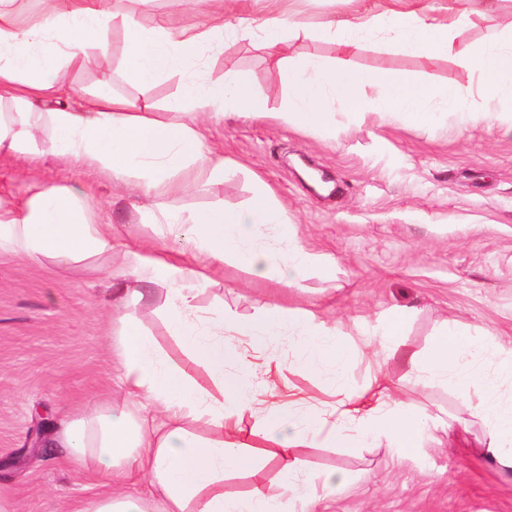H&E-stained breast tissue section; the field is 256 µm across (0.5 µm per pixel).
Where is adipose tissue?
<instances>
[{"instance_id":"1","label":"adipose tissue","mask_w":512,"mask_h":512,"mask_svg":"<svg viewBox=\"0 0 512 512\" xmlns=\"http://www.w3.org/2000/svg\"><path fill=\"white\" fill-rule=\"evenodd\" d=\"M39 18L25 22L0 0V106H9V119L0 118V151L26 157L36 150L35 132L42 125L53 130L52 149L69 160L105 169L113 182L135 179L146 202L141 217L156 224L167 244L138 247L132 252L138 295L158 301L170 335L184 345L189 359L211 375L213 391L197 388L180 368L170 366L153 338L137 320L123 313V331L115 355L127 396L152 414L148 425L133 424L126 406L76 422L59 423L52 448L68 449L76 462L92 460L102 488L90 512H144L143 495L163 496L165 512H285L288 502L311 506L317 491H330L343 475L306 471L294 450L308 441L329 447L386 441L408 452L416 448L428 416L395 393L387 367L404 356L408 372L421 383L451 386L468 403L473 418L487 431L485 454L500 469L512 472V406L500 403L495 386L482 373L494 362L498 378L512 381V347L493 339L479 340L457 324H444L429 352L402 355L399 336L412 317L409 308L395 310L376 325H360L361 335L374 337L369 384L344 393L335 405L318 408L302 402L264 409L253 427L265 432L278 448V486H271L262 464L245 453L239 428L250 407L246 399L253 372L251 353L274 349L281 335H289L291 363L321 372L331 369L332 385L345 383L342 371L351 349L338 327L308 310L276 303L249 319L218 307L200 311L195 292L210 280L214 269L232 263L254 277L285 288L302 287L308 274L332 276L336 260L300 243L288 222L286 208L272 192L256 187L246 207L213 205L182 216L153 208L151 199L185 190L180 171L193 168L209 183H223L230 167L210 148L197 129L200 116L214 118L234 112L245 116L273 115L278 121L324 138L336 136L331 108L341 101L362 107V90L375 87L374 112L415 125L433 121L429 103L442 97L464 115L491 121L492 109L472 111L475 92L487 101L512 97V34L482 48L470 66L484 78L480 90L454 87L438 91L396 77L336 69L318 57L299 63L281 62L280 83L286 97L278 110L253 94L247 73L226 72L219 80L202 78L203 59L221 51L227 39L257 35L268 49L286 36L310 34L297 11L270 7L261 19H224V0L202 29L143 26L117 10L112 0H42ZM383 12L355 10L330 17L320 28L334 38L340 51L386 30L392 46L423 55H444L453 34L471 21L465 11L449 10L438 17L424 0H394ZM126 34L127 75L142 87L160 78L182 74L184 80L164 112L151 105H135L124 98L81 95L59 85L61 70L88 63L90 52L111 50L115 25ZM90 198L72 189L46 185L18 211L0 210V254H19L31 261L77 264L111 254L112 227L90 219ZM277 237H269L268 227ZM204 420L214 437L200 441L185 428L189 417ZM251 477L242 498L224 495L226 473Z\"/></svg>"}]
</instances>
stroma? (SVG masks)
<instances>
[{"label":"stroma","instance_id":"35a3bbf8","mask_svg":"<svg viewBox=\"0 0 512 512\" xmlns=\"http://www.w3.org/2000/svg\"><path fill=\"white\" fill-rule=\"evenodd\" d=\"M120 7L144 25H198L214 10L212 0H122ZM511 21L509 0L501 18L474 19L459 32L446 56L395 49L379 32L360 43L345 65L435 89L476 88L479 76L465 58L500 38ZM311 56L335 62V42L315 32L293 36L274 56L244 35L226 41L206 72L214 79L231 69L247 72L255 91L276 110L285 95L278 59ZM125 61V34L117 27L108 54L64 70L61 81L92 91L106 80L115 95L159 109L178 92L181 75L144 88L127 79ZM431 109L434 125L409 126L340 107L332 140L269 117L229 113L200 121L206 142L233 172L211 185L184 171L188 190L163 196L164 207L184 215L214 204L241 208L255 179H262L286 206L298 238L311 251L335 257L336 276H312L304 288H284L228 265L197 291L196 306L250 317L275 300L338 323L352 345L345 369L351 390L370 377L372 349L358 334L359 320L373 322L396 309L416 311L400 338L409 351H427L447 321L472 336L491 334L512 343V122L464 124L438 99ZM43 184L93 198V222L112 225L118 244L111 256L65 267L0 254V512H79L92 503V464H75L63 449L45 446L37 425L43 419L78 421L125 400L115 380L113 348L122 325L111 314L112 284L132 278L128 247L162 242L158 226L132 215L134 193L114 187L107 172L47 154L22 160L0 153V207L21 208ZM106 266L112 269L108 278ZM127 311L168 363L211 389L208 372L169 335L156 306L133 300ZM253 362L250 387L267 401L301 399L326 407L340 398L324 374L293 367L288 347L257 354ZM389 375L400 398L424 408L434 425L409 453L383 441L361 448L320 442L298 448L306 470L348 477L318 501L315 512H512V474L486 460L484 429L466 404L441 384H418L399 363H390Z\"/></svg>","mask_w":512,"mask_h":512}]
</instances>
